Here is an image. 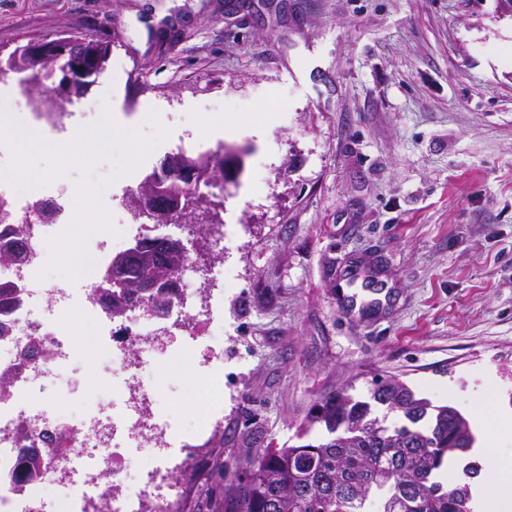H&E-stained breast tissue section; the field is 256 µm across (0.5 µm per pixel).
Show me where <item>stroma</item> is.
<instances>
[{
  "instance_id": "obj_1",
  "label": "stroma",
  "mask_w": 512,
  "mask_h": 512,
  "mask_svg": "<svg viewBox=\"0 0 512 512\" xmlns=\"http://www.w3.org/2000/svg\"><path fill=\"white\" fill-rule=\"evenodd\" d=\"M0 0V50L33 38L109 33L89 123L120 97L146 137L168 132L131 173L106 157L68 169L100 185L112 224L132 222L111 185L139 186L193 125L234 120L243 170L217 212L224 265V426L185 512H224L235 469L285 448L324 396L367 398L392 378L475 422L512 407V15L500 0ZM121 28H111L113 18ZM385 281V313L350 314L346 272ZM62 325L92 373L82 399L56 382L41 400L72 416L106 400L95 328ZM161 405L205 422L204 384L184 361Z\"/></svg>"
}]
</instances>
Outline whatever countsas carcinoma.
<instances>
[{"instance_id": "carcinoma-1", "label": "carcinoma", "mask_w": 512, "mask_h": 512, "mask_svg": "<svg viewBox=\"0 0 512 512\" xmlns=\"http://www.w3.org/2000/svg\"><path fill=\"white\" fill-rule=\"evenodd\" d=\"M6 65L27 72L44 97L54 66L14 50ZM198 175L193 181L175 177L171 193L189 204L185 223L198 219L205 202L197 192L225 170L224 159L189 158ZM112 264V313L119 316L129 303L142 300L137 285L146 280L176 281L186 254H175L167 239L138 241L134 251L118 254ZM379 404L402 417L386 423L373 414ZM321 432L312 434L315 426ZM300 443L265 448L236 476L224 499V512H472L468 485L447 486L436 478L445 457L470 450L474 436L467 419L452 406H434L415 397L404 383L375 381L369 400L344 390L325 396L297 434Z\"/></svg>"}]
</instances>
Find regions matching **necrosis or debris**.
Masks as SVG:
<instances>
[{"label":"necrosis or debris","mask_w":512,"mask_h":512,"mask_svg":"<svg viewBox=\"0 0 512 512\" xmlns=\"http://www.w3.org/2000/svg\"><path fill=\"white\" fill-rule=\"evenodd\" d=\"M41 99L31 87L16 85L0 99V113L15 118L21 136L38 122L56 136L86 115L80 102L48 117ZM0 199L10 205L9 226L19 244L13 260L0 261V284L17 290L16 304L0 312V375L9 379L0 387V512H181L188 493L181 477L204 453L222 419L211 417L198 431H187L158 410L161 389L150 384L148 372L163 355L172 362L193 356L208 373L223 366L224 265L210 266L203 288L193 260L203 243L223 253V225H197L191 237L178 224L119 225L116 235L92 242L89 275L77 286L43 273L50 239L75 215L66 188H49L33 202L0 176ZM145 236L183 241L188 260L179 273L181 292L166 316H146L139 305L113 316L112 250L120 241ZM72 307L91 319L99 348L112 363L111 403L75 419L36 403L47 381L65 379L75 392L83 385L76 349L59 322ZM33 453L40 473L27 482L19 477L17 462Z\"/></svg>","instance_id":"necrosis-or-debris-1"}]
</instances>
